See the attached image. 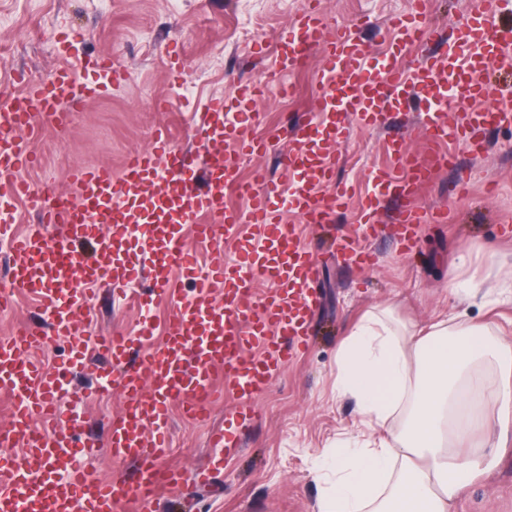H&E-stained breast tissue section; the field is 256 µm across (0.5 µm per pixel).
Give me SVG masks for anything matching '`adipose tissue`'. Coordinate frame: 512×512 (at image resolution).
I'll use <instances>...</instances> for the list:
<instances>
[{
	"label": "adipose tissue",
	"instance_id": "ef3b65f1",
	"mask_svg": "<svg viewBox=\"0 0 512 512\" xmlns=\"http://www.w3.org/2000/svg\"><path fill=\"white\" fill-rule=\"evenodd\" d=\"M392 306L367 311L337 356L336 393L355 399L377 447L346 451L321 512H447L512 442V343L497 324L456 315L395 329ZM498 381L480 393L470 382L483 364ZM409 401L400 437L394 417Z\"/></svg>",
	"mask_w": 512,
	"mask_h": 512
}]
</instances>
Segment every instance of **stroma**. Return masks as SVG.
Listing matches in <instances>:
<instances>
[{
  "label": "stroma",
  "mask_w": 512,
  "mask_h": 512,
  "mask_svg": "<svg viewBox=\"0 0 512 512\" xmlns=\"http://www.w3.org/2000/svg\"><path fill=\"white\" fill-rule=\"evenodd\" d=\"M305 0H0V99L18 93L21 78L39 81L62 64L81 69L86 57L103 55L127 78L102 96L86 100L73 113L66 136L48 126L33 134L38 163L20 172L32 190L52 185L73 195L70 171L103 165L121 174L126 157L151 147L158 132L173 144L197 152V111L215 98H231L240 83L274 77L275 47L292 26ZM326 31L355 19L365 20L368 55L380 54L392 18L407 14L412 0H318ZM262 54H255V44ZM261 115L258 135L267 138L265 154L244 156L239 174L251 180L265 172L284 178L279 155L289 146L287 127L302 116L278 91L256 99ZM348 135L329 147L336 161V184L349 186L351 197L329 224H304L288 214L316 259L318 306L316 333L308 349L272 375L252 402L254 418L241 422L235 396L209 407L205 418L188 419L179 405L169 412L170 449L163 467L182 472L180 491L159 489L147 512H319L323 491L332 479L337 449L367 444L353 398H337V353L361 315L396 304L397 315L420 324L465 313L480 322V304L460 305L448 296L456 269L466 276L494 279L496 268L484 256L495 251L512 268V128L486 134L478 155L454 146V165L420 191L424 207L444 210L443 224L421 225L412 243L391 235L386 224L392 204L381 207L375 232L364 233L361 199L373 167L390 164L389 142L404 137L412 154L428 160L432 151L419 124L393 116L379 128L347 119ZM465 171L469 190L453 193L457 171ZM352 237L371 254L369 266L349 265L331 238ZM150 313L155 334H162L172 308L165 303L142 310L140 303L101 295L80 332L93 337L115 331L136 333L143 313ZM90 377H78L73 391L78 412L90 432L104 437L112 417L121 414L120 392L98 396ZM217 427L240 433L239 454L227 457L212 484L194 486L193 472L208 463L207 445ZM450 512H512V447L496 468L474 479Z\"/></svg>",
  "instance_id": "stroma-1"
}]
</instances>
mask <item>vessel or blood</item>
<instances>
[{"instance_id":"1","label":"vessel or blood","mask_w":512,"mask_h":512,"mask_svg":"<svg viewBox=\"0 0 512 512\" xmlns=\"http://www.w3.org/2000/svg\"><path fill=\"white\" fill-rule=\"evenodd\" d=\"M502 4L479 0L475 13L449 30L444 56L424 55L409 70L401 52L423 42L431 26L420 7L393 19L388 49L371 60L358 24L337 27L334 37L325 39L322 17L314 0H307L280 41L277 69L296 71L313 47L321 48L325 64L321 92L308 118L292 127L291 146L280 157L289 177L285 185L261 173L241 181L236 158L224 154L228 140L246 156L266 150L265 139L255 133L260 115L252 108L269 90L262 80L241 84L234 98L205 108L195 127L202 169L186 164L161 133L151 149L128 155L122 175L107 167L73 169L77 196L71 200L49 188L31 191L17 180L36 159L28 135L39 120L65 131L71 112L123 82L124 70L91 58L85 64L90 79L77 80L69 67L60 66L7 100L0 111V175L14 181L10 194H0V241L9 244L12 285L35 297L51 324L0 337V394L11 400L9 426L0 430V512H127L132 505L144 512L160 486L184 480L181 472L158 464L168 450L169 409L178 403L186 414H199L216 395L215 368H223L224 387L240 400L241 416H250V401L266 389L273 372L307 346L316 306L313 256L282 222V213H294L306 224L332 222L346 191L334 183L335 164L325 148L345 135L351 115L378 127L391 113L417 107L438 167L451 161L445 151L449 139L482 152L486 132L512 122V106L502 102L500 85L491 78L495 67L512 59V36L496 24ZM458 102L468 108L452 130L446 114ZM389 150L394 164L370 173L363 222L375 225L381 203L395 200L390 230L410 241L419 225L444 222L447 215L417 205L429 168L416 161L404 138L392 139ZM229 186L248 198L247 211L225 206ZM16 197L28 198L42 215L41 224L19 237L8 231ZM243 223L257 225L259 239L238 237L236 227ZM102 224L110 226L108 235H98ZM134 224L148 226L147 239L132 237ZM179 224L193 225L203 238L224 226L233 257L216 254L209 271L200 273L176 236ZM87 242L93 245L89 254L81 249ZM183 275L197 280L194 300L182 297ZM258 277L274 289L256 299L252 284ZM135 282L144 283L150 298L173 303L161 341L152 342L147 324L133 335L79 336L96 292L106 288L123 296ZM218 291L222 302H212ZM50 336L71 339V367L49 371L33 359ZM73 367L94 368L100 393L116 388L124 398L106 440L89 436L86 421L61 407L70 395L67 376ZM102 449L113 460L133 464L132 476L99 478L86 461Z\"/></svg>"}]
</instances>
